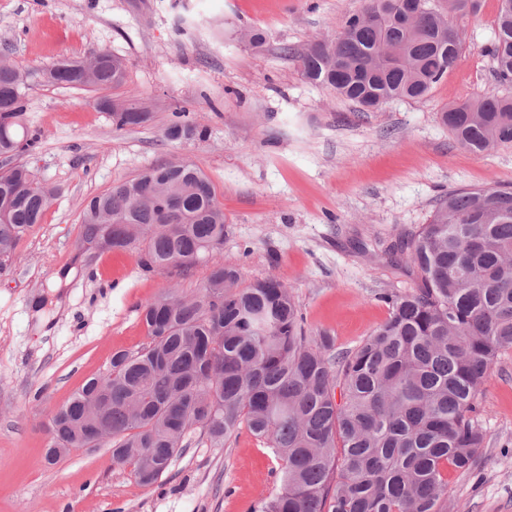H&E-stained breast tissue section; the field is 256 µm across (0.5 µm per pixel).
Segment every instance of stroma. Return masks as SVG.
<instances>
[{
    "label": "stroma",
    "instance_id": "stroma-1",
    "mask_svg": "<svg viewBox=\"0 0 512 512\" xmlns=\"http://www.w3.org/2000/svg\"><path fill=\"white\" fill-rule=\"evenodd\" d=\"M363 0H0V56L20 67L124 58L116 88L39 83L25 122L37 146L20 156L56 186L39 229L0 267V512H258L280 490L273 451L247 430L224 446L200 431L151 486L112 460L110 445L44 452L49 423L114 352L148 343L139 307L173 288L199 296L206 265L147 272L137 251L85 248V201L144 167L180 157L217 188L228 226L222 255L241 282L290 288L309 334L356 349L389 315L383 297L418 282L382 254L427 223L456 190L512 189V144L457 147L439 120L453 101L496 86L487 52L498 0L458 19L465 49L421 101L366 112L306 82L297 61L339 33ZM266 36L253 49L244 32ZM138 98L152 123L116 129L99 99ZM188 111L204 141L173 142L171 112ZM487 443L475 469L448 473L447 512H512V350L495 360L477 400Z\"/></svg>",
    "mask_w": 512,
    "mask_h": 512
}]
</instances>
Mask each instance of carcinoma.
I'll return each instance as SVG.
<instances>
[{"mask_svg":"<svg viewBox=\"0 0 512 512\" xmlns=\"http://www.w3.org/2000/svg\"><path fill=\"white\" fill-rule=\"evenodd\" d=\"M481 0H365L343 31L299 57L303 77L363 110L421 100L452 70L464 45L455 20ZM378 13L381 24L362 21ZM502 90L454 102L440 113L454 142L473 152L512 143V0H498L487 48ZM62 61L20 70L0 63V158L37 142L24 123L28 91L41 75L60 87L119 86L121 58ZM118 129L153 112L137 100H102ZM188 112H174L170 141L206 138ZM53 191L33 184L23 164L0 168V266L43 220ZM82 239L106 233L110 250L140 251L148 271L206 263L201 296L170 290L141 305L149 343L112 355V372L88 379L50 421L62 448L99 447L85 414L96 391L107 396L112 458L139 484L156 483L199 428L224 444L243 427L274 449L281 490L260 512H446L445 470L470 471L486 435L472 413L481 387L512 350V191L486 186L451 192L427 223L384 251L419 282L386 296L387 319L351 352L306 334L292 292L273 277L240 287L224 246V209L211 180L192 162L145 168L93 196Z\"/></svg>","mask_w":512,"mask_h":512,"instance_id":"cac0c4a2","label":"carcinoma"}]
</instances>
